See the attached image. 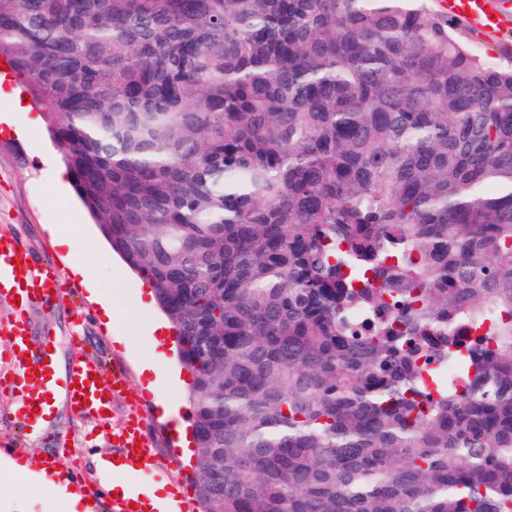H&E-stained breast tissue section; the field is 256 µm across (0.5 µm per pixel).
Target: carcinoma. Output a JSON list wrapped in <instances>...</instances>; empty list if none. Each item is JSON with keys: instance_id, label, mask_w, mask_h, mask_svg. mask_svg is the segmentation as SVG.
<instances>
[{"instance_id": "carcinoma-1", "label": "carcinoma", "mask_w": 512, "mask_h": 512, "mask_svg": "<svg viewBox=\"0 0 512 512\" xmlns=\"http://www.w3.org/2000/svg\"><path fill=\"white\" fill-rule=\"evenodd\" d=\"M419 0H0L151 284L202 512H512V62Z\"/></svg>"}]
</instances>
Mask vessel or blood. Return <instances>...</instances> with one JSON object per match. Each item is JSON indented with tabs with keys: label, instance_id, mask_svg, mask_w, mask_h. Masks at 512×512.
Returning a JSON list of instances; mask_svg holds the SVG:
<instances>
[{
	"label": "vessel or blood",
	"instance_id": "obj_1",
	"mask_svg": "<svg viewBox=\"0 0 512 512\" xmlns=\"http://www.w3.org/2000/svg\"><path fill=\"white\" fill-rule=\"evenodd\" d=\"M448 11L465 17L468 23L486 33L497 32L502 27L493 0H448ZM20 255L17 240L7 234L0 235V298L15 301L17 313L5 334L18 376L26 385L17 406L20 420L30 430H38L60 397L65 398L75 413L109 417L114 399L127 390L126 375L116 371L111 379L95 381L99 365L80 357L73 359L65 372H57L55 355L50 351L53 338L30 341L21 315L31 303L48 302L65 282L59 269L49 262L27 261L22 267H15L13 260ZM111 437L123 462L135 468L147 462L150 442L139 423L127 422L112 431Z\"/></svg>",
	"mask_w": 512,
	"mask_h": 512
}]
</instances>
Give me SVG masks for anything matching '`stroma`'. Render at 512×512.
<instances>
[{"instance_id": "35a3bbf8", "label": "stroma", "mask_w": 512, "mask_h": 512, "mask_svg": "<svg viewBox=\"0 0 512 512\" xmlns=\"http://www.w3.org/2000/svg\"><path fill=\"white\" fill-rule=\"evenodd\" d=\"M453 35L484 57L496 56L503 49L512 51V23L494 35L467 25L454 30ZM20 122L12 101L0 98V232L14 236L29 260L50 261L69 278L68 287L58 289L51 305L35 303L27 309L25 318L31 336L37 340L47 335L57 337L55 356L63 363L86 354L100 361L107 377L115 366H124L131 391L114 402L112 414L106 419L78 415L64 401H57L48 422L37 432L27 433L16 419L18 392L0 389V443L9 445L12 456L40 458L48 466L66 465L77 485L93 499L92 512H112L110 494L100 489L98 463L102 456L112 453L113 427L137 411L150 440L152 461L138 471L135 485L149 488L167 483L188 487L191 462L178 456L176 437L166 428L153 392L146 388L149 377L142 374L141 368L153 360L163 365L159 390L175 403L184 421L191 415L186 401L189 374L180 365L174 343L151 345L147 325L136 320L134 299L145 287V280L132 273L120 258L109 263L101 260V253L109 251L110 246L71 184L58 189L51 185L49 175L63 156L53 138L50 120L19 134L15 127ZM53 224L70 228L68 246L57 245L49 231ZM75 259L86 262L92 278L117 282L125 303L115 308L111 325L102 323L100 305L89 285L72 276L70 265ZM79 302L86 308L87 319L76 328L71 323V312ZM114 326L132 334L130 344L113 342L110 329Z\"/></svg>"}]
</instances>
